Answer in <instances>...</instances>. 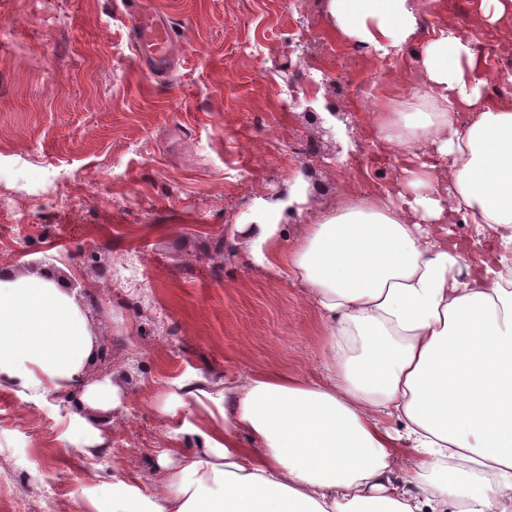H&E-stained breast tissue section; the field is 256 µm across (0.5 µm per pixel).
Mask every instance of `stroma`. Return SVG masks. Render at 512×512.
<instances>
[{
  "mask_svg": "<svg viewBox=\"0 0 512 512\" xmlns=\"http://www.w3.org/2000/svg\"><path fill=\"white\" fill-rule=\"evenodd\" d=\"M175 22L186 50L169 78L137 64L114 0H0V272L51 269L82 297L112 362L89 360L123 397L104 442L124 454H79L81 425L59 405L80 393H16L0 381V480L30 512H87L86 492L121 478L160 481L168 445L157 409L200 423L179 382H220L272 369L322 372L325 331L306 288L264 270L241 224L279 215L291 247L343 195L388 179L368 165L369 90L394 99L384 74L414 61L366 57L339 40L330 0H148ZM480 0H434L421 27H468ZM304 185L302 210L288 208ZM228 247L215 253V240ZM66 493L45 498L25 463Z\"/></svg>",
  "mask_w": 512,
  "mask_h": 512,
  "instance_id": "obj_1",
  "label": "stroma"
}]
</instances>
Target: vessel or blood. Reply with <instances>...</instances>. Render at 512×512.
I'll return each mask as SVG.
<instances>
[{
    "mask_svg": "<svg viewBox=\"0 0 512 512\" xmlns=\"http://www.w3.org/2000/svg\"><path fill=\"white\" fill-rule=\"evenodd\" d=\"M126 11L131 43L142 65L154 75L168 71L180 37L174 23L157 9L136 7L134 0H128Z\"/></svg>",
    "mask_w": 512,
    "mask_h": 512,
    "instance_id": "vessel-or-blood-1",
    "label": "vessel or blood"
}]
</instances>
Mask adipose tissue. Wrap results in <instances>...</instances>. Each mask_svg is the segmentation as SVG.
I'll use <instances>...</instances> for the list:
<instances>
[{
    "mask_svg": "<svg viewBox=\"0 0 512 512\" xmlns=\"http://www.w3.org/2000/svg\"><path fill=\"white\" fill-rule=\"evenodd\" d=\"M331 15L342 41L380 56L421 30V0H331ZM484 29L512 49V0H481L474 27L445 23L420 61L389 73L425 92L423 111L372 115L375 149L406 153V167L305 225L293 248L277 224L244 229L259 263L307 288L323 377L187 379L208 424L172 436L159 489L115 480L112 512H512V102L487 96L473 49ZM94 351L54 278L0 277V377L19 393L78 389L91 408L119 407L116 387L84 381Z\"/></svg>",
    "mask_w": 512,
    "mask_h": 512,
    "instance_id": "adipose-tissue-1",
    "label": "adipose tissue"
}]
</instances>
